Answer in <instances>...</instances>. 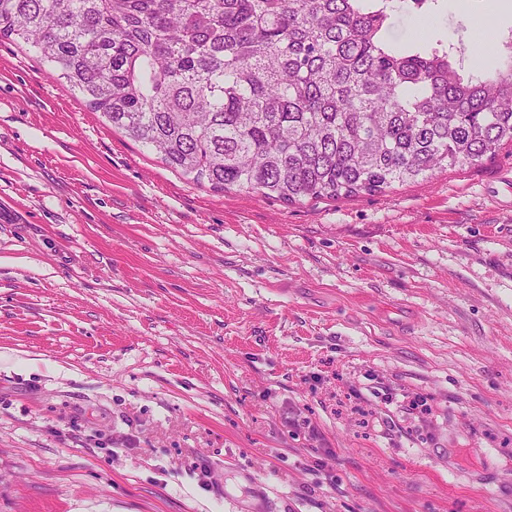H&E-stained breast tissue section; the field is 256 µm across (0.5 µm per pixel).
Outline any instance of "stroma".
<instances>
[{"mask_svg":"<svg viewBox=\"0 0 512 512\" xmlns=\"http://www.w3.org/2000/svg\"><path fill=\"white\" fill-rule=\"evenodd\" d=\"M507 169L216 192L1 42L0 512H512Z\"/></svg>","mask_w":512,"mask_h":512,"instance_id":"obj_1","label":"stroma"}]
</instances>
